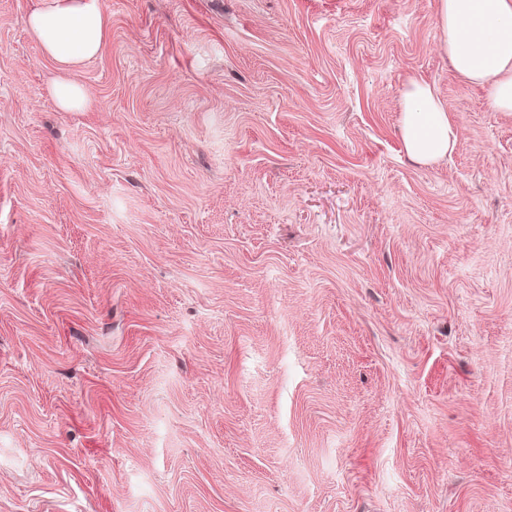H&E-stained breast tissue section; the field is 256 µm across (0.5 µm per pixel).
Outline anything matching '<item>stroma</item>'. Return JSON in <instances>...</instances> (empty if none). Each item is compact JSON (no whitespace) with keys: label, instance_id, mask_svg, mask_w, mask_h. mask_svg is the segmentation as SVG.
Returning <instances> with one entry per match:
<instances>
[{"label":"stroma","instance_id":"35a3bbf8","mask_svg":"<svg viewBox=\"0 0 512 512\" xmlns=\"http://www.w3.org/2000/svg\"><path fill=\"white\" fill-rule=\"evenodd\" d=\"M0 0V512H512V113L438 0H101L59 111ZM429 84L459 127L400 139ZM402 102L400 132L408 156L422 164L445 158L456 145L458 129L442 100L430 86L412 80Z\"/></svg>","mask_w":512,"mask_h":512}]
</instances>
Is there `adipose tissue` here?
<instances>
[{
  "label": "adipose tissue",
  "instance_id": "obj_1",
  "mask_svg": "<svg viewBox=\"0 0 512 512\" xmlns=\"http://www.w3.org/2000/svg\"><path fill=\"white\" fill-rule=\"evenodd\" d=\"M437 20L454 71L484 87L496 111L512 112V0H438ZM24 24L58 71L50 88L55 105L79 110L84 92L71 75L101 50L106 17L100 0H36ZM402 102L400 132L408 156L422 164L445 158L458 129L442 100L413 80Z\"/></svg>",
  "mask_w": 512,
  "mask_h": 512
}]
</instances>
